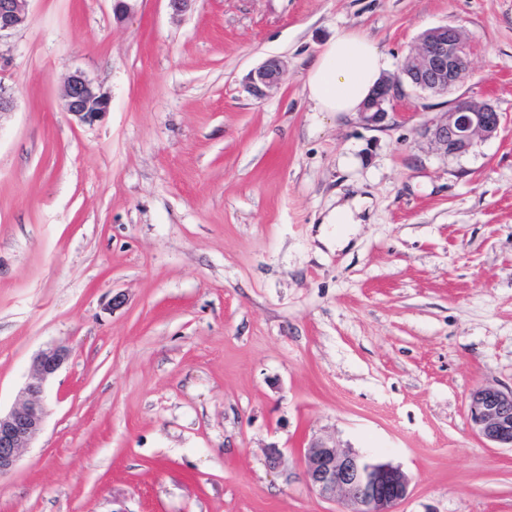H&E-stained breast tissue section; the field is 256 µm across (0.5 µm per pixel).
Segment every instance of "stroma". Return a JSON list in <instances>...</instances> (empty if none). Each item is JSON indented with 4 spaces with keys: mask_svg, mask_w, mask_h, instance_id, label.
<instances>
[{
    "mask_svg": "<svg viewBox=\"0 0 512 512\" xmlns=\"http://www.w3.org/2000/svg\"><path fill=\"white\" fill-rule=\"evenodd\" d=\"M0 38V410L33 356L71 349L0 512H340L306 485L311 440L411 478L397 512H512V450L471 428L512 387V0H29ZM461 27L472 76L412 89L383 128L316 112L307 72L356 31L399 71ZM284 59L258 100L248 73ZM84 72L111 106L61 110ZM497 137L447 156L455 100ZM368 197L352 245L323 217ZM282 449L278 469L266 450ZM501 130V115L489 103L459 98L444 117L424 127V135L445 155H462L476 138L491 139Z\"/></svg>",
    "mask_w": 512,
    "mask_h": 512,
    "instance_id": "35a3bbf8",
    "label": "stroma"
}]
</instances>
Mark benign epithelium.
<instances>
[{
	"label": "benign epithelium",
	"mask_w": 512,
	"mask_h": 512,
	"mask_svg": "<svg viewBox=\"0 0 512 512\" xmlns=\"http://www.w3.org/2000/svg\"><path fill=\"white\" fill-rule=\"evenodd\" d=\"M29 0H0V38L30 22ZM286 62L270 58L246 78L247 91L257 99L278 86ZM470 77L468 47L462 30L439 25L425 31L416 50L399 72L384 78L363 103L360 121L382 128L396 116L393 102L403 86L444 94ZM110 100L83 72L70 74L64 84L62 109L82 123L92 124L109 112ZM501 130V115L489 103L460 98L444 117L424 127V135L445 155H462L475 139H491ZM62 344L39 351L32 359L31 379L23 399L0 414V477L17 465L21 452L40 434L44 418V386L69 358ZM468 414L473 430L496 448L512 449V388L483 386L469 397ZM304 479L310 489L326 499L340 498L342 512H396L408 493L410 478L400 467L352 450H342L332 438L312 441L304 452Z\"/></svg>",
	"instance_id": "obj_1"
}]
</instances>
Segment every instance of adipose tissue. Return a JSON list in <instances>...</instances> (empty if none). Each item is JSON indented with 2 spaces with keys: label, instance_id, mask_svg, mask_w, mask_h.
<instances>
[{
  "label": "adipose tissue",
  "instance_id": "adipose-tissue-1",
  "mask_svg": "<svg viewBox=\"0 0 512 512\" xmlns=\"http://www.w3.org/2000/svg\"><path fill=\"white\" fill-rule=\"evenodd\" d=\"M391 61L365 36L336 34L313 62L304 91L317 112H358L389 71Z\"/></svg>",
  "mask_w": 512,
  "mask_h": 512
}]
</instances>
